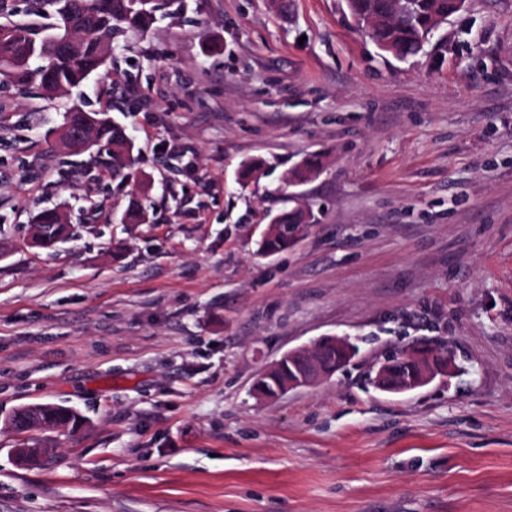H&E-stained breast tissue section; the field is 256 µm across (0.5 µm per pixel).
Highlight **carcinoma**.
Masks as SVG:
<instances>
[{"label":"carcinoma","mask_w":512,"mask_h":512,"mask_svg":"<svg viewBox=\"0 0 512 512\" xmlns=\"http://www.w3.org/2000/svg\"><path fill=\"white\" fill-rule=\"evenodd\" d=\"M466 0H346L348 12L357 19L377 48L405 61L425 51L431 44V31L439 16L461 11ZM155 0H31V22H0V84L22 94L35 87L51 98H65L80 90L112 59L102 49L112 47L115 35L129 29L144 30L156 22ZM46 19L38 23L37 19ZM61 125L80 139L65 145L74 155L95 154L98 161L119 174L127 167L133 150L126 130L112 122L105 112L70 107L63 112ZM321 162L310 156L292 171L289 182L301 183L319 172ZM275 230L264 236L261 247L267 253L288 249L303 228L309 226V212L301 207L276 216ZM33 242L51 247L71 236L67 215L57 209L41 210L33 225ZM316 357L334 365L340 357L336 346L324 341ZM394 379L410 378L416 364L401 351L391 358ZM296 366L284 360L277 370L260 379V386L274 395L288 373ZM85 419L74 409L41 404L29 410L15 409L5 416L3 425L16 435L68 427L75 431Z\"/></svg>","instance_id":"carcinoma-1"}]
</instances>
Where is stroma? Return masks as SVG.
Listing matches in <instances>:
<instances>
[{
	"instance_id": "1",
	"label": "stroma",
	"mask_w": 512,
	"mask_h": 512,
	"mask_svg": "<svg viewBox=\"0 0 512 512\" xmlns=\"http://www.w3.org/2000/svg\"><path fill=\"white\" fill-rule=\"evenodd\" d=\"M439 35L401 62L338 0H165L82 95L0 93V419H86L34 465L0 428V512H512V0ZM69 102L125 127L126 178L55 151ZM142 195L146 221L119 223ZM52 205L75 234L34 246ZM295 206L310 231L262 254ZM327 335L359 355L256 395ZM420 341L463 374L366 385ZM295 369L296 366L288 364L286 359L278 364L277 370L273 374L260 379V386L270 395H276L277 389L281 386L282 382L288 379L279 393L280 396L290 390L312 386L332 375L331 371L323 369L315 362H310L298 376L288 377V372L292 373ZM14 409L3 419V425L16 435H23L32 431H46L57 427H69L75 431L85 424V419L73 408L41 404L30 410Z\"/></svg>"
}]
</instances>
